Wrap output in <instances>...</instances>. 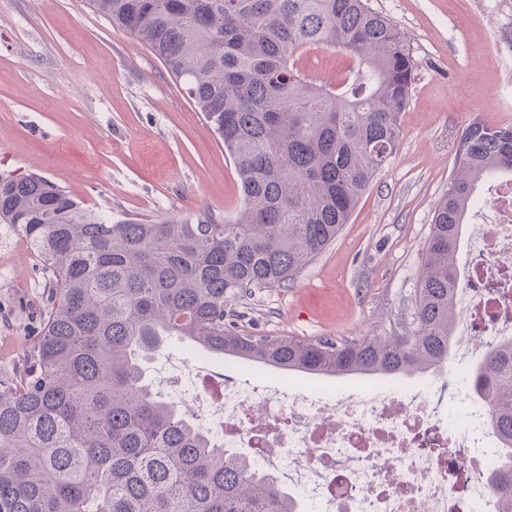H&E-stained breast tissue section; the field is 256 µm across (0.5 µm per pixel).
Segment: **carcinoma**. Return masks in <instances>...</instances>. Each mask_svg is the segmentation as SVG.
Here are the masks:
<instances>
[{
	"mask_svg": "<svg viewBox=\"0 0 512 512\" xmlns=\"http://www.w3.org/2000/svg\"><path fill=\"white\" fill-rule=\"evenodd\" d=\"M186 86L240 177L216 220L112 223L43 176L0 177V223L49 274L47 320L24 374L0 380V512H300L277 477L215 442L148 383L143 359L177 337L216 355L318 376H411L448 365L456 255L478 187L512 173V123L469 124L438 203L416 327L308 342L224 322V301L288 281L335 240L394 153L414 62L368 0H89ZM340 48L343 87L296 65ZM470 378L499 456L489 480L512 512V337Z\"/></svg>",
	"mask_w": 512,
	"mask_h": 512,
	"instance_id": "carcinoma-1",
	"label": "carcinoma"
}]
</instances>
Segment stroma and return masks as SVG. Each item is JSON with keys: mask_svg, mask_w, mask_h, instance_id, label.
<instances>
[{"mask_svg": "<svg viewBox=\"0 0 512 512\" xmlns=\"http://www.w3.org/2000/svg\"><path fill=\"white\" fill-rule=\"evenodd\" d=\"M409 45L415 80L396 152L336 240L281 284L236 294L225 320L241 332L306 341L389 336L415 326L414 301L435 208L473 121L512 122V0H370ZM352 61L306 48L320 81ZM42 175L116 221L237 214L242 190L224 144L164 63L87 0H0V175ZM47 276L25 236L0 224V379L21 370L44 326ZM479 351L396 380L464 420L466 373ZM192 364L202 377L252 382L263 372L167 339L151 378Z\"/></svg>", "mask_w": 512, "mask_h": 512, "instance_id": "stroma-1", "label": "stroma"}]
</instances>
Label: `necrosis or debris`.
<instances>
[{
    "instance_id": "necrosis-or-debris-1",
    "label": "necrosis or debris",
    "mask_w": 512,
    "mask_h": 512,
    "mask_svg": "<svg viewBox=\"0 0 512 512\" xmlns=\"http://www.w3.org/2000/svg\"><path fill=\"white\" fill-rule=\"evenodd\" d=\"M468 258L459 287L468 301L451 342L488 348L512 336V177L486 187L464 232ZM165 396L215 417L212 433L228 448H247L323 512H471L492 505L491 458L470 450L479 430L440 418L429 398L390 387H358L328 400L274 379L240 385L200 380L184 368L163 376Z\"/></svg>"
}]
</instances>
